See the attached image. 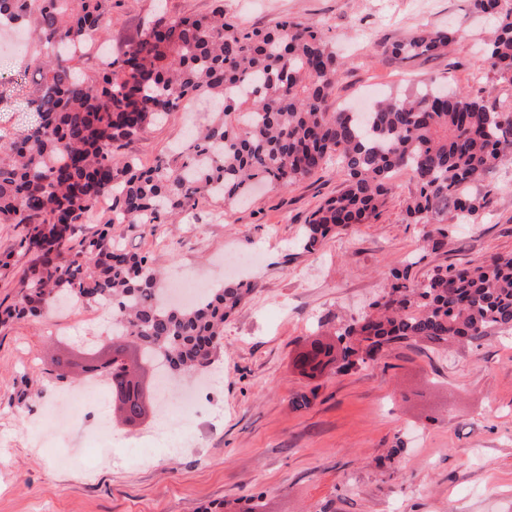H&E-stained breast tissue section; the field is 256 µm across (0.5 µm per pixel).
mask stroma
<instances>
[{"mask_svg":"<svg viewBox=\"0 0 512 512\" xmlns=\"http://www.w3.org/2000/svg\"><path fill=\"white\" fill-rule=\"evenodd\" d=\"M205 14L223 5L244 27L289 17L322 25L343 56L336 107L360 97L402 96L436 77L487 105L512 103V84L480 66L489 20L466 19L468 0H124L112 49L154 18ZM462 23L435 57L403 63L386 43ZM211 117L205 103L172 113L131 141L144 165L168 151L192 123ZM343 187L336 165L285 190L263 188L243 205L208 199L191 224L146 230L118 226L125 246L148 255L166 276L228 278L215 262L233 251L259 261L255 289L224 325L210 373L215 391L189 432L178 410L122 425L110 415L109 440L97 445L98 418L81 417L58 433L49 411L68 380L57 361L111 342L112 313L76 303L43 323L0 324V512H512V332L437 352L416 341L383 350L377 361L311 378L296 365L317 336L361 319L384 293L393 270L410 283L437 267L512 255V174L477 185L487 203L472 223L449 219L441 250L423 251L425 227L405 221L416 190L401 175L377 217L330 235L305 252L299 239L312 211ZM21 227L0 224V303L14 302L29 255ZM43 377V398L18 402L27 375ZM309 395L307 407L293 401ZM61 436L71 451L43 447ZM154 465H145V458Z\"/></svg>","mask_w":512,"mask_h":512,"instance_id":"stroma-1","label":"stroma"}]
</instances>
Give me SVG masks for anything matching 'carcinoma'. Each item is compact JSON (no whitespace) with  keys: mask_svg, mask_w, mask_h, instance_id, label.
I'll return each mask as SVG.
<instances>
[{"mask_svg":"<svg viewBox=\"0 0 512 512\" xmlns=\"http://www.w3.org/2000/svg\"><path fill=\"white\" fill-rule=\"evenodd\" d=\"M119 0H0V20L31 25L30 64L0 84V103L27 108L17 121L0 113V224L22 227L18 246L31 255L17 300L3 321L39 319L73 298L112 309V342L132 359L177 383L209 366L224 322L255 288L230 282L193 306L162 298L149 258L122 247L114 225L170 224L202 198L231 205L260 183L287 189L336 161L345 188L314 210L304 251L330 233L376 217L408 173L417 191L406 207L412 224H430L426 248L448 238V213L467 221L485 207L471 187L512 158V105L488 106L432 80L386 97L363 114L331 109L342 69L336 45L316 24L291 18L272 28H244L217 8L206 15L161 16L91 73L77 67L83 46L115 23ZM490 16L495 31L481 65L512 85V0H469V16ZM461 26L383 45L402 60L440 54ZM209 101L215 119L171 154L145 167L121 152L129 141L177 111L181 101ZM101 199L104 214L91 215ZM102 228L79 235L83 224ZM380 314L345 324L337 343L315 338L301 370L316 377L334 362L350 369L388 345L418 340L446 350L512 329V256L438 268L421 284L394 272ZM119 384L142 377L114 372Z\"/></svg>","mask_w":512,"mask_h":512,"instance_id":"cac0c4a2","label":"carcinoma"}]
</instances>
